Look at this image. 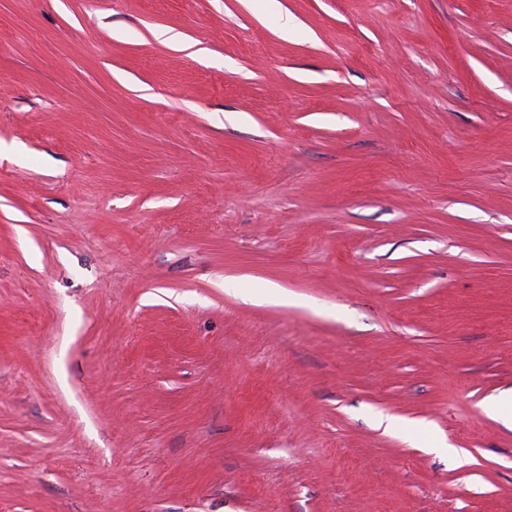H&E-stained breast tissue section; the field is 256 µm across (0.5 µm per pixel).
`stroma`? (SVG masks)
<instances>
[{
	"label": "stroma",
	"mask_w": 512,
	"mask_h": 512,
	"mask_svg": "<svg viewBox=\"0 0 512 512\" xmlns=\"http://www.w3.org/2000/svg\"><path fill=\"white\" fill-rule=\"evenodd\" d=\"M510 392L512 0H0V512H512Z\"/></svg>",
	"instance_id": "stroma-1"
}]
</instances>
